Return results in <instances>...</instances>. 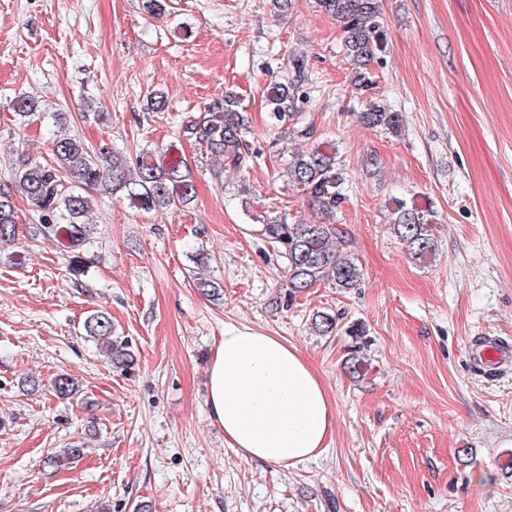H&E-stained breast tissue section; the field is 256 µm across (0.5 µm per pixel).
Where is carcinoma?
I'll use <instances>...</instances> for the list:
<instances>
[{"mask_svg":"<svg viewBox=\"0 0 512 512\" xmlns=\"http://www.w3.org/2000/svg\"><path fill=\"white\" fill-rule=\"evenodd\" d=\"M320 7L343 24V50L354 66L355 85L369 86L363 67L383 50L386 39L381 22V0H319ZM266 99L272 106V118L284 136L311 139L313 127H300L298 112L299 86L294 82L274 81L266 87ZM13 109L21 119L37 112L32 96L22 97ZM360 122L370 128H381L395 135L401 133L403 116L379 103H370L359 113ZM184 136L195 141L205 155L224 162L223 169L240 171L248 154L249 121L240 111V102L231 92L209 103L204 112L187 123ZM53 162L32 159L20 153L13 180L0 187V245L11 244L16 233L14 193H20L38 208L41 224L37 232L51 244L67 248L85 245L94 233L88 215L95 199L88 193L97 189L105 194L122 196L128 208L136 213L159 209L179 210L195 197V186L188 165L176 145L163 150L162 161L142 154L131 160L112 151L103 143L96 148L69 135L52 141ZM288 185L305 196L309 206L325 217L317 224L288 223L281 216H264V236L287 261L285 269L288 292L280 303L287 304L318 282L332 284L340 290L356 287L362 279V268L352 252L347 232L328 221L336 216L345 201L343 186L346 172L336 144L317 141L307 151L298 152L288 163ZM393 237L414 260H426L435 254L437 241L432 228L431 206L419 207L413 201L392 198L388 202ZM86 336L101 344L112 367L130 373L136 364L132 344L116 333L109 312L98 309L84 322ZM55 397L70 399L78 395V382L67 374L51 382ZM88 442L71 445L49 455L43 466L59 470L80 461Z\"/></svg>","mask_w":512,"mask_h":512,"instance_id":"cac0c4a2","label":"carcinoma"}]
</instances>
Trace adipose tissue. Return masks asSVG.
<instances>
[{
    "mask_svg": "<svg viewBox=\"0 0 512 512\" xmlns=\"http://www.w3.org/2000/svg\"><path fill=\"white\" fill-rule=\"evenodd\" d=\"M207 405L230 447L276 466L321 455L336 425L327 389L298 349L245 326L224 328L208 367Z\"/></svg>",
    "mask_w": 512,
    "mask_h": 512,
    "instance_id": "adipose-tissue-1",
    "label": "adipose tissue"
}]
</instances>
